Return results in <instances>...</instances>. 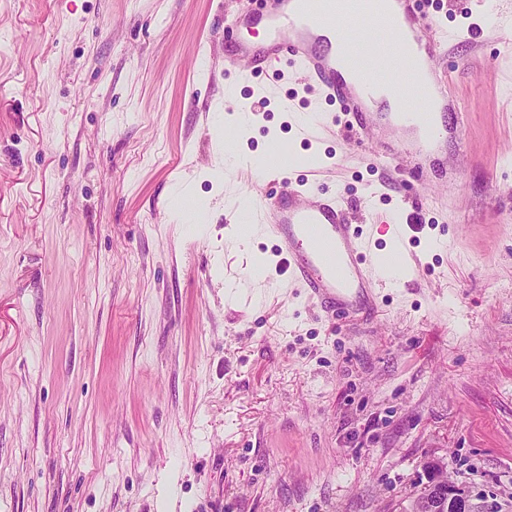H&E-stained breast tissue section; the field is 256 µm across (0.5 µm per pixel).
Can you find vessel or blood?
<instances>
[{
    "mask_svg": "<svg viewBox=\"0 0 512 512\" xmlns=\"http://www.w3.org/2000/svg\"><path fill=\"white\" fill-rule=\"evenodd\" d=\"M363 2L265 0L264 11L228 19L229 32L265 27L262 42L236 41L232 57L265 71L290 57L324 99L341 104L346 125L358 136L411 123L414 134L393 169L421 182L448 131L450 98L433 60L456 36L434 29L415 0H377V22ZM326 26L342 41L340 56L320 49L318 31ZM268 172L282 178V188L252 204V220L274 237L289 280L329 315L353 320L377 310L379 267L368 261L366 236L342 201L292 184L282 166H269Z\"/></svg>",
    "mask_w": 512,
    "mask_h": 512,
    "instance_id": "vessel-or-blood-1",
    "label": "vessel or blood"
}]
</instances>
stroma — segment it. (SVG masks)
Masks as SVG:
<instances>
[{"mask_svg": "<svg viewBox=\"0 0 512 512\" xmlns=\"http://www.w3.org/2000/svg\"><path fill=\"white\" fill-rule=\"evenodd\" d=\"M237 0H0V512H411L439 464L512 512V0H433L465 108L405 203L301 72L225 55ZM287 147L413 273L322 313L225 222Z\"/></svg>", "mask_w": 512, "mask_h": 512, "instance_id": "stroma-1", "label": "stroma"}]
</instances>
